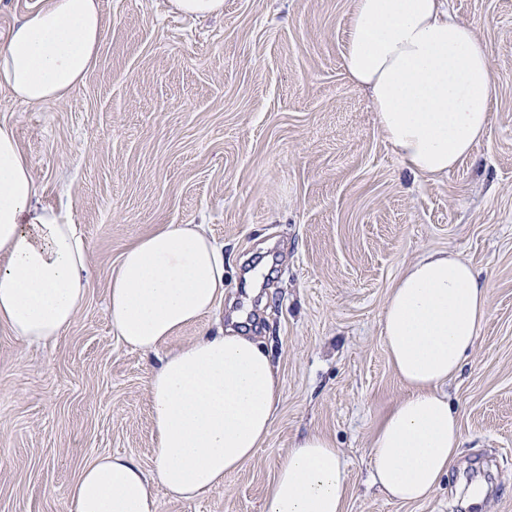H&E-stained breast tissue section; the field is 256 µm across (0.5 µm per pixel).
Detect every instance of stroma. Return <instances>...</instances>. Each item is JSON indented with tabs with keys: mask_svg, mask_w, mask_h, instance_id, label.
<instances>
[{
	"mask_svg": "<svg viewBox=\"0 0 512 512\" xmlns=\"http://www.w3.org/2000/svg\"><path fill=\"white\" fill-rule=\"evenodd\" d=\"M104 40L83 84L38 106L0 88L41 186L88 245V298L43 346L0 327V512H70L68 490L96 456L150 467L147 378L157 363L106 315L123 251L169 224H203L224 246V300L165 343L228 327L269 350L283 383L271 434L222 490L192 501L157 489L158 512H261L294 442L332 440L344 512H512V0H449L487 44L492 121L447 175L413 177L366 91L341 68L353 0H224L197 19L171 0H100ZM468 261L489 315L445 387L462 446L424 501L388 499L371 479L380 422L405 394L383 309L428 251ZM482 505H469L473 487Z\"/></svg>",
	"mask_w": 512,
	"mask_h": 512,
	"instance_id": "1",
	"label": "stroma"
}]
</instances>
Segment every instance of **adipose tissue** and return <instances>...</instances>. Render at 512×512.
<instances>
[{
	"label": "adipose tissue",
	"instance_id": "ef3b65f1",
	"mask_svg": "<svg viewBox=\"0 0 512 512\" xmlns=\"http://www.w3.org/2000/svg\"><path fill=\"white\" fill-rule=\"evenodd\" d=\"M104 38L99 0H47L0 42V87L20 104L71 94ZM342 68L364 87L380 130L416 176L438 177L488 133L495 76L474 28L446 0H354ZM87 247L74 225L40 204L39 185L11 126L0 123V325L31 343L63 334L88 297ZM224 296V248L202 224H170L122 254L107 315L144 353L201 323ZM489 311L474 268L448 251L423 254L392 288L383 340L408 388L370 448L372 480L389 498L416 502L447 475L462 434L443 385L462 368ZM148 376L153 465L101 455L70 488L72 512H158L155 487L193 500L222 490L269 437L282 383L255 337L202 333L159 354ZM348 473L334 443L297 440L262 512H344Z\"/></svg>",
	"mask_w": 512,
	"mask_h": 512
}]
</instances>
